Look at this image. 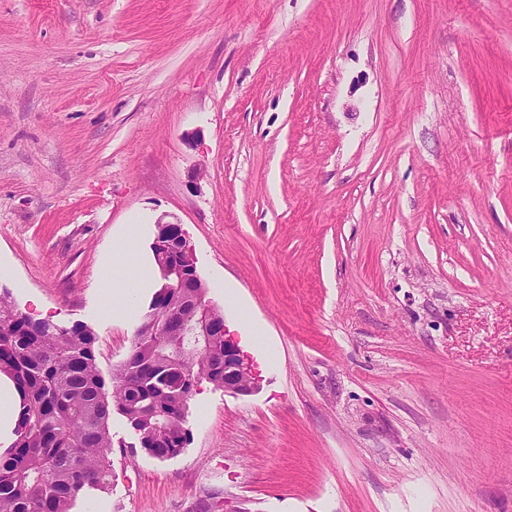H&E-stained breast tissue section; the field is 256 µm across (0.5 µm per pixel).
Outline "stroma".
<instances>
[{
    "label": "stroma",
    "instance_id": "35a3bbf8",
    "mask_svg": "<svg viewBox=\"0 0 512 512\" xmlns=\"http://www.w3.org/2000/svg\"><path fill=\"white\" fill-rule=\"evenodd\" d=\"M163 215L260 386L75 512H512V0H0V287L110 374ZM104 268L123 271L122 278L111 282L107 287L110 289L104 293L103 304L112 310V317L126 316L131 312V306L123 303L120 309L114 310L112 302L114 299L124 302L138 293L141 288H146L150 271L139 261L136 253L126 245L113 247L108 252L104 259Z\"/></svg>",
    "mask_w": 512,
    "mask_h": 512
}]
</instances>
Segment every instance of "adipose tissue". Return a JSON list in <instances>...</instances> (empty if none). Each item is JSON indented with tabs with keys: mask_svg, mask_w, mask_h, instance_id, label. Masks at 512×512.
I'll return each instance as SVG.
<instances>
[{
	"mask_svg": "<svg viewBox=\"0 0 512 512\" xmlns=\"http://www.w3.org/2000/svg\"><path fill=\"white\" fill-rule=\"evenodd\" d=\"M138 230V225L127 226L124 231L125 244L113 247L104 259L105 269H119L123 272L122 278L111 282L104 295L105 304H112L116 300L121 301L122 306L116 311L117 316L120 317L130 313L129 298L138 293L141 288L147 287L150 279L149 269L139 261L136 253L127 245L129 239L136 237Z\"/></svg>",
	"mask_w": 512,
	"mask_h": 512,
	"instance_id": "adipose-tissue-1",
	"label": "adipose tissue"
}]
</instances>
